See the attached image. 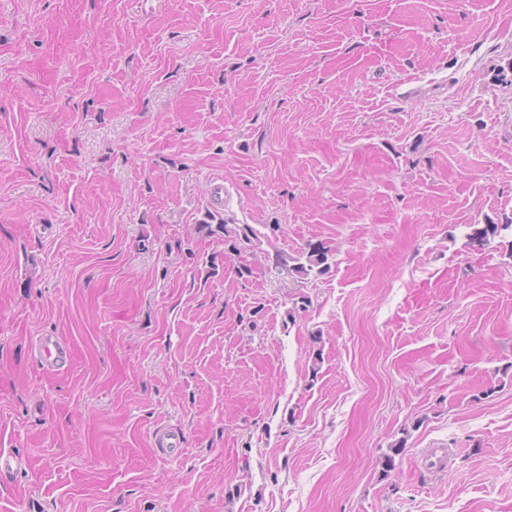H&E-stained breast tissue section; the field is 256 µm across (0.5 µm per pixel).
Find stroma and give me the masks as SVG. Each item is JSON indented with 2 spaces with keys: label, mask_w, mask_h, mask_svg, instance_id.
I'll return each mask as SVG.
<instances>
[{
  "label": "stroma",
  "mask_w": 512,
  "mask_h": 512,
  "mask_svg": "<svg viewBox=\"0 0 512 512\" xmlns=\"http://www.w3.org/2000/svg\"><path fill=\"white\" fill-rule=\"evenodd\" d=\"M511 62L512 0H0V512H512ZM200 224V228L207 232L209 236H218L232 238L234 243L232 248L237 252L248 251L255 247V240H258L256 232L249 226L244 224L242 227L228 228V224ZM330 255L332 256L331 250L322 243H309L298 257L289 258L291 261L286 258L278 259L276 268L280 267L281 272H285L292 279L317 278L329 270ZM33 356L47 373L68 372L73 365L70 342L63 336L44 334L37 336L31 344ZM154 443L161 457L175 458L180 456L185 449V435L176 428H160L155 433Z\"/></svg>",
  "instance_id": "35a3bbf8"
}]
</instances>
